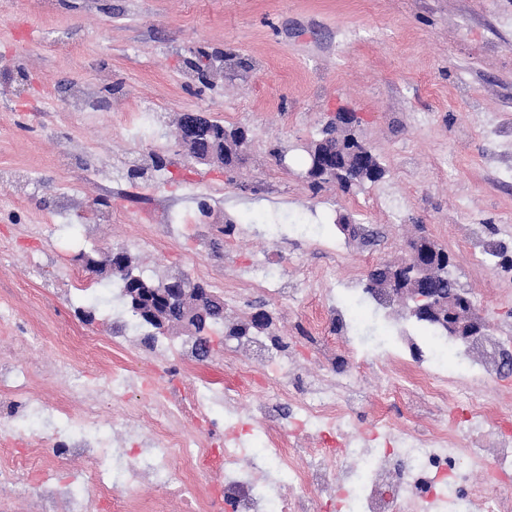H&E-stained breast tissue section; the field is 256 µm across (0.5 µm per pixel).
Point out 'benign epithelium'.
<instances>
[{
  "mask_svg": "<svg viewBox=\"0 0 512 512\" xmlns=\"http://www.w3.org/2000/svg\"><path fill=\"white\" fill-rule=\"evenodd\" d=\"M356 123L353 113L336 112V128L341 130V135L334 136L331 149L320 148L318 142L309 148L306 170L309 181H341L342 169L332 161V153L344 151L343 135L356 128ZM353 156L370 178H381L370 153L356 150ZM452 263V255L433 239L418 236L409 241L407 258L401 265H381L371 270L370 285L398 299L406 316L432 322L457 342L472 346L484 336L487 325L469 293L452 278L444 288L425 287L430 267L446 269ZM108 269L123 274L131 283L126 295L136 317L162 335L179 327L187 338L199 341L206 349L211 348L210 323L214 316L223 314V298L186 277L165 278L159 282L144 278L134 272L121 246L110 249ZM272 323V313L263 307L255 309L247 318V326L259 331L269 330Z\"/></svg>",
  "mask_w": 512,
  "mask_h": 512,
  "instance_id": "benign-epithelium-1",
  "label": "benign epithelium"
}]
</instances>
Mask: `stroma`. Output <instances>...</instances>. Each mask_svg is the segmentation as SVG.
Masks as SVG:
<instances>
[{
    "label": "stroma",
    "mask_w": 512,
    "mask_h": 512,
    "mask_svg": "<svg viewBox=\"0 0 512 512\" xmlns=\"http://www.w3.org/2000/svg\"><path fill=\"white\" fill-rule=\"evenodd\" d=\"M40 29L24 40L27 25ZM224 54V77L204 88L187 61L193 51ZM85 86L100 104L69 111L68 89ZM159 105L150 137L128 133L131 114ZM361 119L360 133L386 170L382 182L355 194L336 183L312 189L303 173L305 147L337 108ZM204 112L248 132L245 161L229 170L189 159L178 134L185 112ZM286 149L277 163L271 145ZM166 159L155 170L154 156ZM512 0H0V170L27 173L20 190L0 183V297L33 335L51 328L112 341L116 318L94 296L112 285L86 270L80 253L103 259L127 249L148 278L183 275L215 292L235 286L251 259L267 256L282 287L299 293L283 302L244 291L225 308L245 319L258 305L273 313L270 335L247 344L269 376L287 373L296 386L319 379L359 378L353 421L369 427L385 414L395 428L422 432L447 424L446 406L418 390L377 405L379 382L360 373L345 349L362 327L393 328L405 371L417 373L426 338L395 304L380 313L345 292L349 276L365 280L381 264L396 265L408 242L428 234L453 256V274L470 293L489 331L512 330V274L475 261V240L512 250ZM74 208L59 216L62 191ZM210 217H203L200 203ZM362 229L338 227L339 215ZM303 216L336 241L345 264L312 246L293 225ZM234 224L219 236L218 225ZM150 245L135 247L140 232ZM43 270L33 274L29 254ZM333 267L332 277L317 274ZM88 283L71 288L73 274ZM341 294V317L324 297ZM212 356L183 371L135 332L89 370L106 378L114 363L138 358L140 386L131 404L149 398L146 381L167 372L192 387L201 375L223 382L230 342L212 331ZM336 354L322 358L325 345Z\"/></svg>",
    "instance_id": "stroma-1"
}]
</instances>
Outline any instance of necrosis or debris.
Listing matches in <instances>:
<instances>
[{"label":"necrosis or debris","mask_w":512,"mask_h":512,"mask_svg":"<svg viewBox=\"0 0 512 512\" xmlns=\"http://www.w3.org/2000/svg\"><path fill=\"white\" fill-rule=\"evenodd\" d=\"M283 295L265 256L254 257L236 287L226 289L225 304L237 303L244 290ZM0 328L16 332L17 347L28 359L17 363L11 352L0 350V502L27 495L33 483L53 479V467L32 451L33 434L23 433L19 419H49L66 441L54 448L58 461L89 459L83 478L66 489L64 498L45 500L43 512H164L168 499H178L183 512H309L311 496H322L336 512H424L437 505L441 512H466L472 499L496 512L487 497L489 483L512 479V417L490 411L483 386L492 379L495 361L465 360L449 371L439 355L416 381L426 399L448 403L447 425L429 437L393 429L386 420L370 427L355 425L350 398L356 382L333 385L320 382L295 395L284 378L261 374L252 361L229 354L226 364L233 384L216 388L200 380L189 392L172 391L169 380L152 384L155 403L130 407L127 395L133 368L114 367L105 380L86 370L87 359L104 346L92 336H30L27 324L9 301L0 302ZM59 353L45 368L48 349ZM62 381L60 400L49 402L32 392L44 372ZM255 393L250 419H243L240 401ZM78 402L71 412L69 402ZM121 414L123 439L105 436L101 403ZM222 413L224 438L209 435L215 413ZM149 437H142V429ZM312 435L315 447L297 452L287 447L282 433ZM223 471L224 482L214 487L208 476ZM288 478L291 487L281 493L271 474ZM149 483L154 497L144 499L133 488Z\"/></svg>","instance_id":"necrosis-or-debris-1"}]
</instances>
